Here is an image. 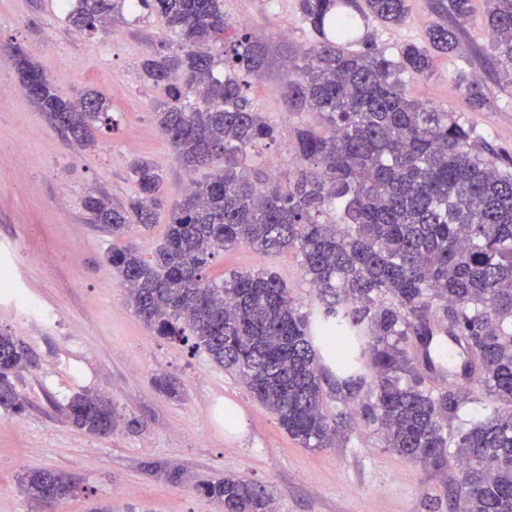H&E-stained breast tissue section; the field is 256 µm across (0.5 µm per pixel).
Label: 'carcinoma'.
<instances>
[{
	"label": "carcinoma",
	"mask_w": 512,
	"mask_h": 512,
	"mask_svg": "<svg viewBox=\"0 0 512 512\" xmlns=\"http://www.w3.org/2000/svg\"><path fill=\"white\" fill-rule=\"evenodd\" d=\"M408 2L364 0L362 8L358 0H299L319 40L304 51L286 97L297 110L319 112L326 131L297 129L295 150L306 168L285 187L248 167L258 144L277 139L241 79L262 64L249 34L228 37L221 0H132L169 31L138 67L140 79L160 89V132L185 171L214 173L171 206L159 169L137 158L130 167L137 190L126 204L89 195L84 208L115 240L108 261L139 319L159 336L192 341L239 376L302 447L334 448L349 434L354 414L330 418L324 401L349 405L370 378L359 409L385 447L424 466L460 468L448 490L453 512H512V158L502 159L453 113L401 88L400 75H426L434 56L456 52L458 33L448 23L434 24L422 44H405L396 61L369 32L362 50L344 45L357 30L352 10L398 26ZM486 2L494 57L511 73L512 0ZM433 7L444 19L465 17L472 0H435ZM115 8V0H77L66 18L73 30L93 32ZM218 42L222 77L210 51ZM4 55L68 144L95 147V130L112 121L106 98L89 90L71 99L18 44ZM456 87L473 111L484 108L479 85L460 78ZM192 93L204 108L187 106ZM166 211L164 242L147 260L125 236L133 225L151 230ZM242 243L296 253L316 309L301 311L273 272L210 277L216 255ZM435 307L442 313L436 322ZM438 332L465 349L462 373L495 404L469 425L461 412L470 390L426 383L428 346ZM315 340L345 378L326 377ZM33 365L22 342L0 328L1 410H24L13 377ZM66 417L94 435L114 426L112 403L99 395H74ZM19 488L37 505L51 494L57 503L78 495L54 469L24 473ZM197 490L224 512H274L265 486L234 475Z\"/></svg>",
	"instance_id": "1"
}]
</instances>
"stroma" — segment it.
I'll use <instances>...</instances> for the list:
<instances>
[{"mask_svg":"<svg viewBox=\"0 0 512 512\" xmlns=\"http://www.w3.org/2000/svg\"><path fill=\"white\" fill-rule=\"evenodd\" d=\"M433 0H409L406 21L377 19L358 28L375 35L390 59L409 42H424L439 17ZM235 29L261 46L263 66L248 75L254 111L278 130L251 168L288 184L300 169L295 130L324 131L320 113L289 108L283 89L303 52L316 41L298 0H224ZM459 47L438 55L424 76H402L408 98L455 112L496 150L512 154V76L496 62L486 28V2L474 0L456 21ZM167 36L161 18L120 10L104 28L75 34L55 0H0V46L19 43L67 94L101 92L112 105L113 129L98 131L94 151H76L22 93L0 58V272L17 295L35 289L48 318L21 314L15 298L0 297V327L10 328L36 360L14 383L25 401L20 414L0 411V512H36L18 477L34 468L71 474L77 497L56 512H93L109 502L117 512H220L196 491L200 481L226 474L266 486L279 512H450L452 468H423L388 448L375 425L358 420L333 448H305L288 436L276 415L244 383L201 350L152 333L137 318L106 256L112 236L83 208L89 195L121 204L136 191L130 164L151 159L165 176L171 201L183 197L188 177L155 122L158 90L138 76L140 59ZM478 83L486 109L471 111L454 88L457 73ZM36 255L37 263L26 260ZM267 269L285 282L301 310L318 304L294 252L269 254L241 245L214 259L209 275ZM173 378L177 396L158 392L156 376ZM112 401L115 427L98 436L60 413L75 394ZM235 406L242 434L224 427L222 411ZM159 462L179 469L170 482L151 472Z\"/></svg>","mask_w":512,"mask_h":512,"instance_id":"obj_1","label":"stroma"}]
</instances>
